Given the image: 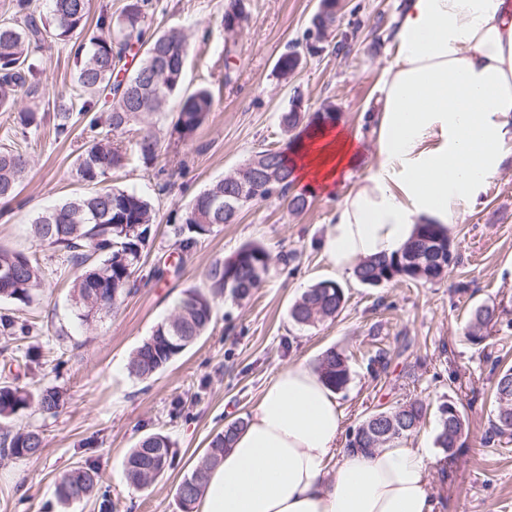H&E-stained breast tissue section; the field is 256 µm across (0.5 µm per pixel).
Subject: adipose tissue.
Wrapping results in <instances>:
<instances>
[{
  "label": "adipose tissue",
  "mask_w": 512,
  "mask_h": 512,
  "mask_svg": "<svg viewBox=\"0 0 512 512\" xmlns=\"http://www.w3.org/2000/svg\"><path fill=\"white\" fill-rule=\"evenodd\" d=\"M368 115L374 153L327 123L292 150L293 185L337 201L321 243L338 273L392 255L418 224H456L512 162V0H402ZM344 414L317 371L281 368L212 469L198 512H435L425 448H342Z\"/></svg>",
  "instance_id": "ef3b65f1"
}]
</instances>
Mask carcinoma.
I'll return each mask as SVG.
<instances>
[{
  "mask_svg": "<svg viewBox=\"0 0 512 512\" xmlns=\"http://www.w3.org/2000/svg\"><path fill=\"white\" fill-rule=\"evenodd\" d=\"M145 0H126L120 19L99 14L96 27L102 34L89 39V51L80 59L75 94L55 106L52 118L54 138L67 140L82 126L89 133L87 146L78 158L76 176L79 181L96 186L112 171L127 161L123 137L145 114L162 112L173 100L178 112L172 133L188 143L215 108V98L207 88L182 91L188 54L186 36L170 29L146 36ZM338 0H320L313 19V29L323 33L336 20ZM15 16L22 20L0 23V110L16 111L14 124L21 134L38 132L46 115L31 109L15 110L18 93L38 92L42 71L37 56L53 44H66L80 38L91 15V0H51L52 21L31 8V0H14ZM237 18L238 28L250 22L243 0H233L225 11L223 26ZM137 48L141 61L126 81L118 79L123 61L132 48ZM300 61L287 51L276 61V70L286 78L296 71ZM336 121V113L307 112L301 102L292 101L280 115V125L295 143L306 130L320 122ZM134 150L145 164L158 158L159 141L150 132L140 134L133 142ZM31 165L27 151L0 147V201L8 205L17 197V188ZM292 169L284 151L267 149L250 158L235 175L220 179L199 193L188 206L182 223L170 225L173 246L182 255L197 249L203 236L215 225L232 224L240 210L250 203L264 202L283 196L288 190ZM253 182L252 198H238L243 181ZM155 213L146 198L134 191L99 188L76 196L37 216L31 224L33 237L40 244L63 253L72 280L73 300L79 319L87 321L112 308L131 292L134 275L153 234ZM452 244L448 228L442 224H419L414 236L391 256H375L360 261L356 280L366 286H379L392 281L439 282L448 277L451 264L448 254ZM13 270V276L0 281V299L29 305L44 285V271L34 254L0 247V267ZM271 256L261 244L251 242L239 247L224 260L213 262L206 271L208 288H192L185 292L174 313L157 323L151 335L132 353L128 371L139 380H149L207 331L214 315V301L224 294L241 301L266 281ZM345 303L344 288L336 281L321 280L302 292L290 309L298 324L310 325L334 318ZM497 308L478 305L471 309L467 339L480 345L499 322ZM34 324L12 314L0 313V352L11 355L14 344L31 335ZM317 371L334 391L344 389L350 381L349 356L330 349L319 358ZM512 366L499 369L493 388V414L486 442L505 450L512 444ZM65 404L64 393L54 386L30 391L8 381L0 383V419H9L26 410L40 415H54ZM436 444L447 458L455 454L465 432L466 421L458 402L450 397L440 404ZM427 416V406L409 399L379 408L366 416L348 434L347 447L370 452L385 444L418 432ZM244 420L228 424L210 442L206 454L192 471L183 476L176 494L185 512H191L208 473L222 459ZM43 438L34 428H7L0 433V458L26 460L41 453ZM174 466V452L169 436L152 433L142 437L130 449L125 463L127 481L136 487H147ZM58 503L64 507L82 503L93 497L100 506L109 503L101 490V475L92 465L76 466L65 473L55 487Z\"/></svg>",
  "mask_w": 512,
  "mask_h": 512,
  "instance_id": "cac0c4a2",
  "label": "carcinoma"
}]
</instances>
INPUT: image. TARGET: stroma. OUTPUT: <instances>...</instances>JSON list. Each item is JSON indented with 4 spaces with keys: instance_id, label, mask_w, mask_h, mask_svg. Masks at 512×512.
Wrapping results in <instances>:
<instances>
[{
    "instance_id": "stroma-1",
    "label": "stroma",
    "mask_w": 512,
    "mask_h": 512,
    "mask_svg": "<svg viewBox=\"0 0 512 512\" xmlns=\"http://www.w3.org/2000/svg\"><path fill=\"white\" fill-rule=\"evenodd\" d=\"M148 21L161 33L182 30L188 41L184 86L205 87L216 106L190 145L170 136L174 110L145 118L159 139L157 167L137 156L108 175L107 186L136 191L154 207L156 232L135 274V286L117 308L83 323L70 301V272L49 276L45 290L29 306L0 303V312L34 323L22 349L38 352L18 380L35 389L55 386L65 404L53 417L15 416L12 426H39L42 453L22 461H0V512H100L98 499L60 507L55 481L65 471L94 463L112 503V512H182L176 487L213 437L228 423L248 418L278 370L289 363L316 364L323 352L351 354V379L337 394L345 428L381 406L410 398L428 407L420 431L407 446L430 448L433 458L437 407L459 401L466 430L448 475L431 470L435 512H512V454L485 444L489 394L496 379L495 345L466 338L470 310L499 308L500 336L512 340V165L489 183L481 205L448 227L454 260L440 282H391L369 288L353 274L336 273L322 255L320 240L331 223L336 200L307 193V206L291 212L274 197L243 207L235 223L214 226L196 252L174 263L169 226L211 183L233 175L251 156L286 148L279 122L291 101L317 111L332 105L341 126L358 139L364 157L373 154L368 111L379 95L383 70L394 48L390 39L400 0H340L336 21L320 50L305 55L288 77L274 69L277 57L304 41L319 0H243L251 16L235 36L232 55L224 53L222 19L230 0H148ZM43 70L37 94L20 95L19 105L47 111L54 100L73 93L78 69L73 44L57 45L38 60ZM24 144L32 158L21 185L22 207L0 215V246L36 254L56 267L58 254L30 234L41 212L85 192L76 178L84 139L64 142L48 129L24 138L13 115L0 112V144ZM172 171L171 186L157 190V170ZM262 243L272 257L270 274L251 297L215 305L213 323L184 354L152 380L128 372L132 352L166 319L190 288H205L206 270L242 244ZM334 280L346 302L336 318L311 326L293 322L289 309L301 292ZM384 349L386 373L373 377L366 355ZM162 433L176 452L173 468L145 489L124 473L129 448L148 434Z\"/></svg>"
}]
</instances>
